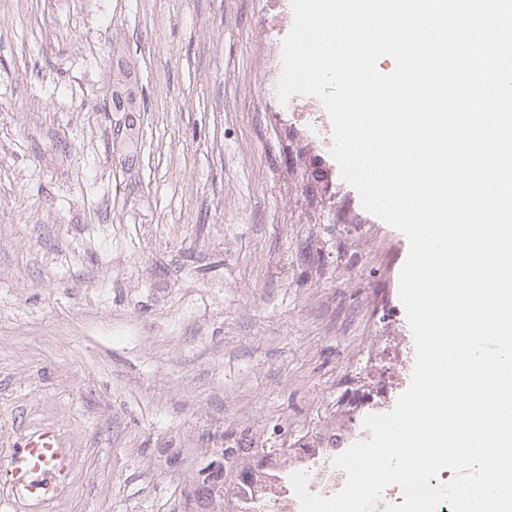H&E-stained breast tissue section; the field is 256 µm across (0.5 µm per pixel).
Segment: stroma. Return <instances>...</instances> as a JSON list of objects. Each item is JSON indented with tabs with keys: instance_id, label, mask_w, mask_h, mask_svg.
<instances>
[{
	"instance_id": "obj_1",
	"label": "stroma",
	"mask_w": 512,
	"mask_h": 512,
	"mask_svg": "<svg viewBox=\"0 0 512 512\" xmlns=\"http://www.w3.org/2000/svg\"><path fill=\"white\" fill-rule=\"evenodd\" d=\"M292 26L291 0H0V460L59 429L49 512H176L183 453L340 423L410 335L378 322L406 237L280 108Z\"/></svg>"
}]
</instances>
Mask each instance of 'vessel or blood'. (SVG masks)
<instances>
[{
  "instance_id": "b4317fda",
  "label": "vessel or blood",
  "mask_w": 512,
  "mask_h": 512,
  "mask_svg": "<svg viewBox=\"0 0 512 512\" xmlns=\"http://www.w3.org/2000/svg\"><path fill=\"white\" fill-rule=\"evenodd\" d=\"M12 495L10 502L0 504V512L27 504L40 506L49 491L68 488L73 473L72 451L67 448L60 431L51 424L29 429L20 448L0 464Z\"/></svg>"
}]
</instances>
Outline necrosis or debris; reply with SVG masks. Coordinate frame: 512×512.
<instances>
[{
  "label": "necrosis or debris",
  "mask_w": 512,
  "mask_h": 512,
  "mask_svg": "<svg viewBox=\"0 0 512 512\" xmlns=\"http://www.w3.org/2000/svg\"><path fill=\"white\" fill-rule=\"evenodd\" d=\"M414 358L415 349L407 341L395 351L375 356L372 364L379 367V375L346 389L344 401L351 419L341 429L327 428L300 437L282 454L263 455L253 449L228 453L224 467L234 479L227 512H301L290 480L299 471L307 474L310 492L322 496L339 492L346 474L335 465V457L354 442L369 438L364 426L367 416L394 408L407 386L406 374Z\"/></svg>",
  "instance_id": "1"
}]
</instances>
